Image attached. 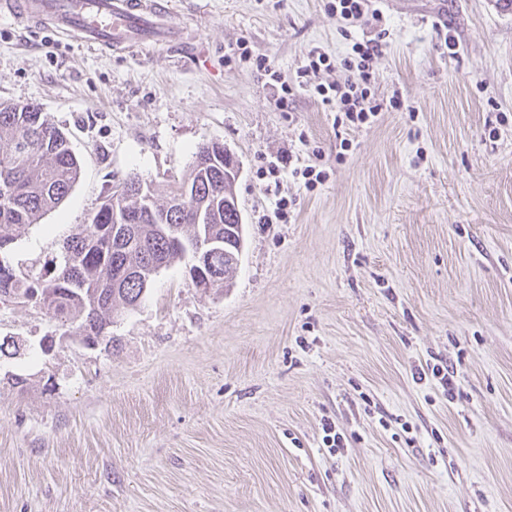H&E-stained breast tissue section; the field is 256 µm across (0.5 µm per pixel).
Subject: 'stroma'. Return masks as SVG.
I'll use <instances>...</instances> for the list:
<instances>
[{
	"instance_id": "obj_1",
	"label": "stroma",
	"mask_w": 512,
	"mask_h": 512,
	"mask_svg": "<svg viewBox=\"0 0 512 512\" xmlns=\"http://www.w3.org/2000/svg\"><path fill=\"white\" fill-rule=\"evenodd\" d=\"M325 4L177 0L199 61L0 18V102L47 112L82 168L16 268L40 276L117 180L170 191L205 142L239 161L243 217L229 286L175 263L97 347L0 302V512H512V8L375 0L350 22ZM382 29L373 122L283 97L310 49L335 63ZM306 165L327 174L311 191L290 174ZM439 361L455 399L415 375Z\"/></svg>"
}]
</instances>
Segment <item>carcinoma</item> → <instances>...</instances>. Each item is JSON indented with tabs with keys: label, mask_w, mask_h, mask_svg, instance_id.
Here are the masks:
<instances>
[{
	"label": "carcinoma",
	"mask_w": 512,
	"mask_h": 512,
	"mask_svg": "<svg viewBox=\"0 0 512 512\" xmlns=\"http://www.w3.org/2000/svg\"><path fill=\"white\" fill-rule=\"evenodd\" d=\"M0 300L40 303L42 293L56 296L48 308L53 319L71 325L76 336L105 337L112 326L115 304L135 307L160 270L192 257L195 245L212 241L213 266L232 269L239 252L225 249L224 236L238 224L236 211L225 204L224 145L196 148L179 186L165 201L157 189L139 177L118 181L104 196L90 227L75 230L63 242L61 263L50 273L32 277L16 269L7 245L23 226L38 223L58 208L78 181L81 164L66 133L38 106L0 103ZM194 195L201 208L177 214L171 201ZM128 213L119 260L132 273L119 284L112 277V226L115 216Z\"/></svg>",
	"instance_id": "carcinoma-1"
}]
</instances>
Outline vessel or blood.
Segmentation results:
<instances>
[{"mask_svg":"<svg viewBox=\"0 0 512 512\" xmlns=\"http://www.w3.org/2000/svg\"><path fill=\"white\" fill-rule=\"evenodd\" d=\"M0 12L14 20L51 21L57 33L92 47L132 52L163 44L177 55H203L173 19L168 0H0Z\"/></svg>","mask_w":512,"mask_h":512,"instance_id":"vessel-or-blood-1","label":"vessel or blood"}]
</instances>
